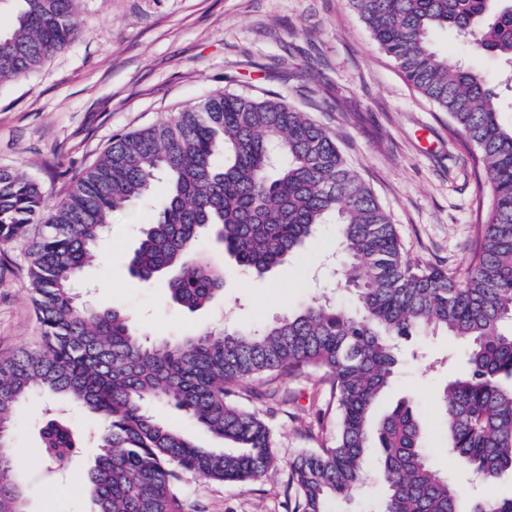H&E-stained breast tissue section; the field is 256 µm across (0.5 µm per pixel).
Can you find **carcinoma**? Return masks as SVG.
<instances>
[{
  "label": "carcinoma",
  "mask_w": 512,
  "mask_h": 512,
  "mask_svg": "<svg viewBox=\"0 0 512 512\" xmlns=\"http://www.w3.org/2000/svg\"><path fill=\"white\" fill-rule=\"evenodd\" d=\"M0 9V81L40 68L80 37L77 0H13ZM404 79L466 139L490 190L470 259L461 269L406 259L389 214L331 135L272 94L216 93L144 129L121 134L54 205L38 182L0 170V242L24 240L43 346L0 359V512H26L10 466L18 405L34 391L70 397L102 425L86 469L92 512H186L182 477L245 483L276 470L271 426L239 399L254 383L323 373L336 407L334 444L289 464L290 512H327L364 479L366 449H381L382 512H460L461 492L424 452L406 402L374 411L398 364L397 340L441 330L465 371L440 399L448 456L493 484L512 472V129L498 120L494 91L471 69L448 63L428 41L437 27L473 38L512 66V0H348ZM165 195L128 259L142 283L167 280L171 299L197 311L224 289V267L198 247L230 254L262 276L336 225L340 280L351 314L329 298L258 329L202 326L178 339L139 331L114 307L93 308L77 284L112 215ZM167 403L229 447L203 448L155 415ZM45 454L63 464L77 440L64 420L41 427ZM471 512H512V492L476 500Z\"/></svg>",
  "instance_id": "carcinoma-1"
}]
</instances>
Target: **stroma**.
<instances>
[{"instance_id": "obj_1", "label": "stroma", "mask_w": 512, "mask_h": 512, "mask_svg": "<svg viewBox=\"0 0 512 512\" xmlns=\"http://www.w3.org/2000/svg\"><path fill=\"white\" fill-rule=\"evenodd\" d=\"M81 36L29 76L0 82V169L24 172L45 203L67 191L114 137L139 130L217 92L264 98L283 95L333 137L350 166L372 187L412 262L465 266L490 193L479 187L463 136L448 115L404 79L373 41L348 0H79ZM430 43L449 63L476 71L498 98L499 121L512 127V70L455 31L438 29ZM155 204H137L112 218L83 278L93 301L129 314L154 337L176 339L199 327L269 324L330 289L353 310L351 293L329 260L338 254L336 227L322 226L298 256L264 276L242 272L221 254L224 291L191 312L170 299L165 280L144 285L129 274L127 256ZM41 343L22 243H0V358ZM401 365L377 411L400 400L415 408L434 466L466 482L445 448L438 395L461 360L450 336L425 332L401 340ZM286 410L267 399L243 406L264 415L275 433L280 468L242 484L185 478V500L197 512H288L287 464L305 450L332 444L336 410L320 372L277 380ZM52 398L32 393L17 410L16 451L35 465L16 468L27 512H91L75 472L97 453L98 425L79 405L60 400L79 446L67 475L43 457L40 428ZM382 483L368 465L358 491L329 502L330 512H381Z\"/></svg>"}]
</instances>
